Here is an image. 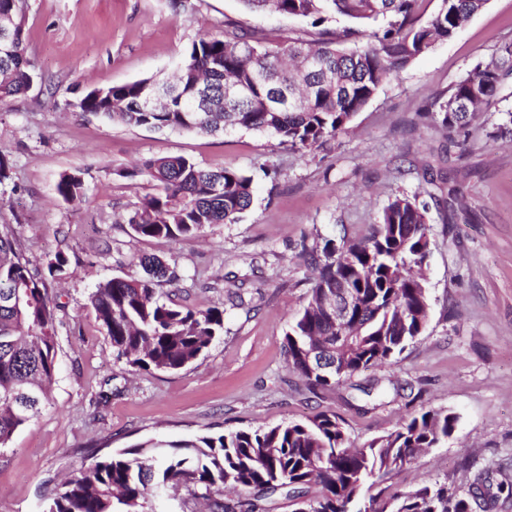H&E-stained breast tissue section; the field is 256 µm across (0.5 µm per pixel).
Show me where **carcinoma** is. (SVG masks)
Instances as JSON below:
<instances>
[{
    "mask_svg": "<svg viewBox=\"0 0 512 512\" xmlns=\"http://www.w3.org/2000/svg\"><path fill=\"white\" fill-rule=\"evenodd\" d=\"M421 0H241L250 12L266 9L299 17L318 38L249 35L236 22L194 41L176 79L156 77L94 87L78 110L127 126L197 133L243 128L270 134L297 149L336 138L382 83L452 38L460 23L487 0H435L429 16ZM343 16L356 23L341 33L327 28ZM11 52L0 53V102L26 94L38 79L27 56L23 20L8 31ZM367 43L345 46L352 37ZM491 65H476L430 104L450 132L468 134L478 112L512 75V48ZM146 177L157 192L144 196L127 218L142 239L191 240L210 224H231L252 205L253 178L237 169L198 166L184 156L152 158L122 169ZM67 203L85 197L81 172L56 184ZM428 218L416 197L396 196L372 235L357 242L328 240L310 252L318 277L306 306L286 332L289 367L313 390L342 385L353 375L391 362L421 335L430 305L421 278L430 252ZM145 276H114L97 284L89 303L112 348L130 366L176 371L194 363L224 335V311L193 310L155 285L176 283L177 272L154 255L140 259ZM343 285L357 294L358 310L340 374L308 364L313 346L336 356V319L321 308L325 293ZM55 313L41 281L0 233V451L13 433L41 413L55 373ZM457 417L421 409L394 431L357 448L334 415L306 422L204 434L180 443L148 440L118 450L94 449L50 498L48 512H160L168 489H182L181 512L198 500L209 512H270L278 497L293 512H476L482 495H459L446 482L392 493L377 506L371 491L394 469L413 464L422 450L452 435ZM319 487L308 496L310 485ZM230 488L237 498L224 500Z\"/></svg>",
    "mask_w": 512,
    "mask_h": 512,
    "instance_id": "cac0c4a2",
    "label": "carcinoma"
}]
</instances>
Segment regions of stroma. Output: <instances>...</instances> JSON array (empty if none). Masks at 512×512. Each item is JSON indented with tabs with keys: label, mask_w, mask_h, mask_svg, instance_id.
<instances>
[{
	"label": "stroma",
	"mask_w": 512,
	"mask_h": 512,
	"mask_svg": "<svg viewBox=\"0 0 512 512\" xmlns=\"http://www.w3.org/2000/svg\"><path fill=\"white\" fill-rule=\"evenodd\" d=\"M23 0L27 54L40 76L27 94L0 102V226H9L31 272L56 303V373L39 418L0 455V512H44L47 493L96 448L339 416L355 446L395 430L420 408L454 413L447 442L391 472L386 492L437 481L460 493L512 480V78L468 136L417 118L478 64L512 44V0H488L456 36L384 83L348 129L318 149H293L245 130L221 135L129 127L74 111L94 86L167 77L192 42L228 19L283 36L307 25L254 14L241 0ZM181 155L204 168L254 175L251 208L184 242L135 237L126 222L154 193L119 169ZM275 169L276 180L261 171ZM83 172L84 202L56 193L62 173ZM417 196L428 208L431 253L423 269L425 330L383 367L310 394L289 369L285 334L317 275L304 248L371 236L388 202ZM69 258L46 278L56 254ZM144 254L176 267L158 287L195 309L224 311V334L175 372L132 368L118 357L89 306L98 282L137 278ZM389 393L376 406L363 388Z\"/></svg>",
	"instance_id": "obj_1"
}]
</instances>
